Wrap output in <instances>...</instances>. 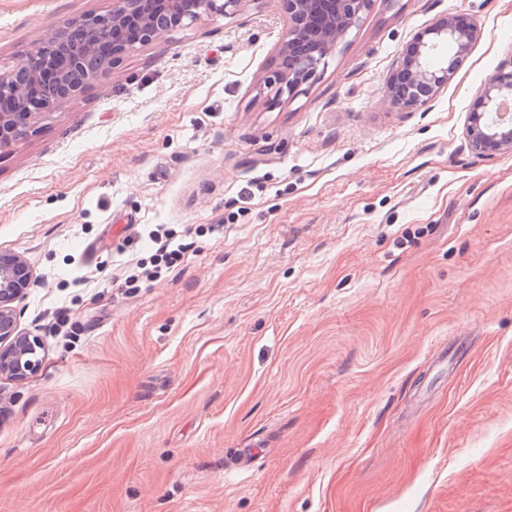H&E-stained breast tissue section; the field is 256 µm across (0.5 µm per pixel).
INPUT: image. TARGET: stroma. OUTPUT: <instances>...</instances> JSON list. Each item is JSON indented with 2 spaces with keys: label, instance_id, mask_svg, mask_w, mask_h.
I'll return each mask as SVG.
<instances>
[{
  "label": "stroma",
  "instance_id": "1",
  "mask_svg": "<svg viewBox=\"0 0 512 512\" xmlns=\"http://www.w3.org/2000/svg\"><path fill=\"white\" fill-rule=\"evenodd\" d=\"M110 7L0 0V58ZM446 14L480 31L463 66L425 111L388 105ZM285 24L244 0L0 151V253L44 344L0 377V512H512V155L466 138L512 0H373L271 108ZM144 224L185 256L128 288Z\"/></svg>",
  "mask_w": 512,
  "mask_h": 512
}]
</instances>
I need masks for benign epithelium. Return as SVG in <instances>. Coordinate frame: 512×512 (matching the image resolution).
<instances>
[{
    "instance_id": "obj_1",
    "label": "benign epithelium",
    "mask_w": 512,
    "mask_h": 512,
    "mask_svg": "<svg viewBox=\"0 0 512 512\" xmlns=\"http://www.w3.org/2000/svg\"><path fill=\"white\" fill-rule=\"evenodd\" d=\"M245 0H112L104 14L90 13L58 29L48 40L16 61L0 58V149L32 133V128L86 89L70 82L69 72L106 66L98 56L107 51L118 61L141 47L162 41L170 32L205 16L230 15ZM373 0H280L287 24L272 69L264 78L274 90L269 104L293 97L356 27ZM89 28L101 42H79ZM476 27L462 15L442 16L405 45L386 82L390 105L406 112L426 108L448 84L469 54ZM454 48L449 63L430 64L442 44ZM512 59L501 65L479 89L469 114L466 135L472 150L484 157L512 154ZM33 272L16 254H0V375L26 379L41 365L40 341L20 329L15 303L26 294Z\"/></svg>"
}]
</instances>
